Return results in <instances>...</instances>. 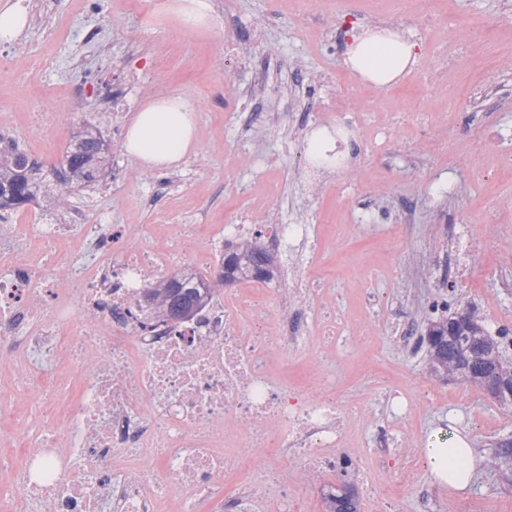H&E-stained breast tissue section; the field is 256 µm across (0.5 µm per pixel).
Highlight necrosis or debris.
Segmentation results:
<instances>
[{"label":"necrosis or debris","mask_w":512,"mask_h":512,"mask_svg":"<svg viewBox=\"0 0 512 512\" xmlns=\"http://www.w3.org/2000/svg\"><path fill=\"white\" fill-rule=\"evenodd\" d=\"M359 99L356 83L337 87L339 132L369 127L386 138L410 121L391 112L371 124L349 109ZM269 207V198L251 201L254 244L293 252L310 225L267 223ZM486 221L481 235L461 217L443 227L431 261L452 267L455 286L471 281L473 253L495 252L488 275L512 271V252L494 249L512 226L493 213ZM240 230L225 225L191 255L182 237L136 241L129 225L83 212L49 224L39 212L0 211V366L15 392L0 401V421L13 429L0 453V500L13 512H309L303 476L351 474L371 486L387 469V449L432 393H394L390 416L365 431L361 406L339 395L355 364L347 345L364 343L365 326L319 316L298 287L273 296L269 279L250 274L213 289L186 319L149 308L148 271L188 263L208 272ZM88 244L105 261L74 264L71 247ZM46 257L68 270L69 287L35 275ZM312 344L321 361L309 386L276 378ZM87 358L89 378L70 377L69 362ZM365 448L375 451L370 469L360 465Z\"/></svg>","instance_id":"necrosis-or-debris-1"}]
</instances>
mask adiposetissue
I'll return each mask as SVG.
<instances>
[{"mask_svg":"<svg viewBox=\"0 0 512 512\" xmlns=\"http://www.w3.org/2000/svg\"><path fill=\"white\" fill-rule=\"evenodd\" d=\"M161 11L190 32L210 30L213 0H164ZM347 65L364 80L386 86L398 82L419 63L415 45L403 30L379 25L363 31L348 50ZM124 147L147 171L178 166L199 147L198 115L183 95L150 96L135 110ZM422 458L430 481L456 493L468 490L484 458L462 435L428 437Z\"/></svg>","mask_w":512,"mask_h":512,"instance_id":"adipose-tissue-1","label":"adipose tissue"}]
</instances>
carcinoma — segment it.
<instances>
[{
  "label": "carcinoma",
  "mask_w": 512,
  "mask_h": 512,
  "mask_svg": "<svg viewBox=\"0 0 512 512\" xmlns=\"http://www.w3.org/2000/svg\"><path fill=\"white\" fill-rule=\"evenodd\" d=\"M108 164V145L100 132L85 128L69 145L61 169L49 179L39 165L18 147L0 150V208L20 209L42 199L56 207L68 205L81 186L98 181ZM269 254L247 242L224 256L219 270L229 279L245 270L270 276ZM203 280L197 274L182 272L153 287L159 312L168 317L184 318L203 300ZM472 313L456 314L430 327L428 356L436 374L455 375L465 381L481 379L496 386V398L512 406V358L502 353L497 341L485 335ZM329 512H359L354 492L329 496Z\"/></svg>",
  "instance_id": "carcinoma-1"
}]
</instances>
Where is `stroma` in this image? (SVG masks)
Instances as JSON below:
<instances>
[{
	"label": "stroma",
	"instance_id": "35a3bbf8",
	"mask_svg": "<svg viewBox=\"0 0 512 512\" xmlns=\"http://www.w3.org/2000/svg\"><path fill=\"white\" fill-rule=\"evenodd\" d=\"M156 0H45L16 44L44 58L39 68L0 70V138L16 141L27 154L55 171L67 143L94 121L121 168L107 167L93 188L76 192L70 209L94 206L111 224H136L157 242L172 225H185L191 248L233 223L247 196L271 195L281 223L309 224L311 241L302 251L305 281L321 297L319 310L339 308L349 321L367 322L373 334L361 357L374 367L375 382L360 376L344 381L341 392L373 401L390 388L435 392L410 430L414 446L392 448L394 466L380 476V493L394 499L397 512H418L415 491L430 489L436 512H484L496 499L497 512H512V475L492 464L498 443L512 438V408L500 405L483 388L458 377L434 374L425 345L397 347L386 321L366 311L358 297L374 287L365 268H380L389 292L418 306L417 331L428 321L427 306L443 292L444 277L430 255L441 249L438 225L466 215L483 232L486 213L512 202V178L493 179L496 155L512 148V0H441L438 22L424 26L417 16L384 8L381 0H325L307 9L304 0H215L208 34L183 30L169 16L155 13ZM232 13L252 30L243 46V63H224V15ZM404 30L415 42L420 63L393 87L365 85L359 108L372 113L421 112L456 92L461 113H477L485 132L448 134L425 142L416 125L394 131L390 139L350 145L346 168L312 178L309 147L289 139V127L306 122L318 97L328 96L350 76L345 47L321 37L322 26L351 37L378 23ZM265 72L273 92L260 105L248 93L255 72ZM133 76L131 105L154 95H185L198 109L200 147L179 167L145 171L126 159L124 132L112 129V115L99 87ZM224 86L227 103L214 97ZM262 109V132L244 136L254 109ZM407 220L412 230L391 252L370 237L368 226ZM493 256L474 259L477 277L458 289L452 303L459 312L487 293L512 310V288L486 280ZM468 436L486 459L483 472L466 494L434 487L418 465L419 446L435 433Z\"/></svg>",
	"mask_w": 512,
	"mask_h": 512
}]
</instances>
